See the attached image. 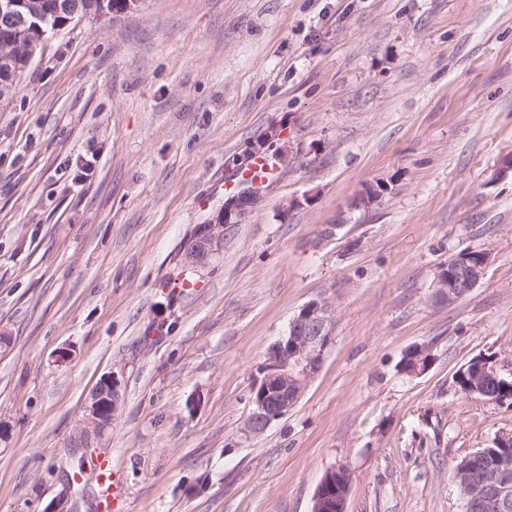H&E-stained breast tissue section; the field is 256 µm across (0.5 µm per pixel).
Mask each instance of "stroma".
<instances>
[{"mask_svg":"<svg viewBox=\"0 0 512 512\" xmlns=\"http://www.w3.org/2000/svg\"><path fill=\"white\" fill-rule=\"evenodd\" d=\"M258 156V203L177 289ZM511 157L512 0H141L48 40L0 102V512H96L64 472L112 372L121 512H311L338 463L347 512H464L456 464L512 431L454 382L477 355L512 378ZM464 249L490 251L481 282L436 303ZM319 296L321 370L245 436ZM336 324V302L330 297L308 301L291 318L259 369L245 425L248 435L263 434L296 406L335 343Z\"/></svg>","mask_w":512,"mask_h":512,"instance_id":"obj_1","label":"stroma"}]
</instances>
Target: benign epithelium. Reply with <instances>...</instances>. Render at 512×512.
I'll return each mask as SVG.
<instances>
[{"mask_svg":"<svg viewBox=\"0 0 512 512\" xmlns=\"http://www.w3.org/2000/svg\"><path fill=\"white\" fill-rule=\"evenodd\" d=\"M57 13L67 21L49 24L42 5L32 6L29 0H0V70L12 75L19 61L31 63L35 49L49 35L62 31L71 23L87 19L80 11L79 0H69L57 7ZM257 193H237L224 202L222 220L198 225L194 246L183 259L184 268L206 265L219 250L224 239V226L232 217L245 214ZM491 259V252L480 251L474 264L454 256L452 268L438 271L434 288L441 302L453 303L463 298L482 280ZM336 302L330 297H318L305 303L291 318L286 333L270 348L266 361L259 369L250 399L251 412L245 431L252 436L263 434L272 422L288 413L301 399L308 385L320 371L326 354L336 340ZM121 383L116 373L104 376L83 403V414L77 437L82 446L90 447L112 427L122 404ZM459 488L468 512H512V466L499 462L486 468L477 479L462 468L458 475ZM350 472L346 465H333L324 473L313 497L311 512H346Z\"/></svg>","mask_w":512,"mask_h":512,"instance_id":"obj_1","label":"benign epithelium"}]
</instances>
